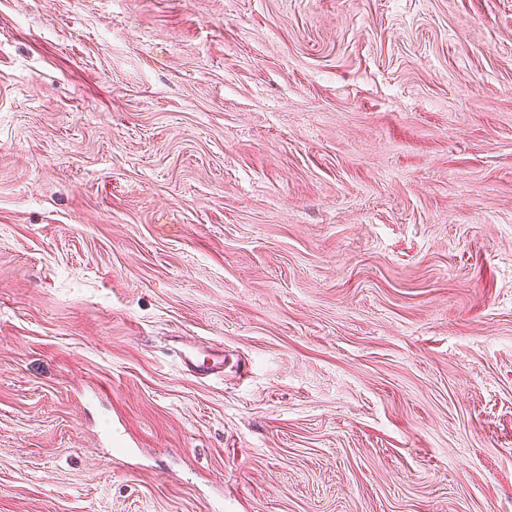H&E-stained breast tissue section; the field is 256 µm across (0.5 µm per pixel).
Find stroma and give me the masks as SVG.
Segmentation results:
<instances>
[{
    "instance_id": "35a3bbf8",
    "label": "stroma",
    "mask_w": 512,
    "mask_h": 512,
    "mask_svg": "<svg viewBox=\"0 0 512 512\" xmlns=\"http://www.w3.org/2000/svg\"><path fill=\"white\" fill-rule=\"evenodd\" d=\"M0 512H512V0H0Z\"/></svg>"
}]
</instances>
